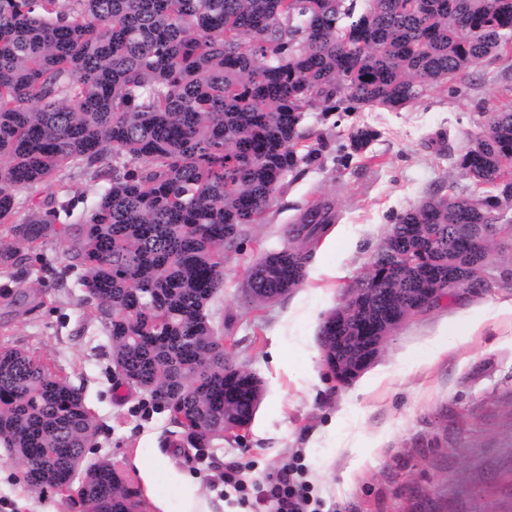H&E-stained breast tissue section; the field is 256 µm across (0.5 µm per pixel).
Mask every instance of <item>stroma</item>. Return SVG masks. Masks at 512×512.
Here are the masks:
<instances>
[{"label": "stroma", "mask_w": 512, "mask_h": 512, "mask_svg": "<svg viewBox=\"0 0 512 512\" xmlns=\"http://www.w3.org/2000/svg\"><path fill=\"white\" fill-rule=\"evenodd\" d=\"M512 105V44L500 59L471 68L460 92L442 84L414 104L389 110L308 113L303 126L321 134L311 164L289 175L267 214L224 254V285L209 311L226 346L266 386L255 420L237 440L203 448L166 444L168 411L136 388L117 385L100 323L86 314L78 273L62 274L60 238L48 239L27 272L0 268V346L50 360L80 387L99 433L91 458L123 461L137 483L164 464L157 479L173 512L194 486L210 512H269L256 486L291 462L322 502V512H512V250L494 248L489 278L452 301L410 317L379 360L341 385L327 372L318 333L327 314L375 257L393 217L436 187L464 193L471 182L457 161L487 131L486 116ZM367 125L378 137L368 152L343 159L350 131ZM336 204L339 236L313 256L303 283L257 305L246 274L262 255L288 243L287 230L315 200ZM337 277H329L328 269ZM478 329H470L472 320ZM464 343L440 357L445 336ZM235 466L247 488L224 484ZM0 512H73L52 492L27 491L23 468L0 446Z\"/></svg>", "instance_id": "35a3bbf8"}]
</instances>
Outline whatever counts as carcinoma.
Returning <instances> with one entry per match:
<instances>
[{"label":"carcinoma","mask_w":512,"mask_h":512,"mask_svg":"<svg viewBox=\"0 0 512 512\" xmlns=\"http://www.w3.org/2000/svg\"><path fill=\"white\" fill-rule=\"evenodd\" d=\"M512 0H0V266L23 270L58 236L80 271L82 303L103 326L122 384L147 393L203 448L224 421L252 424L262 381L224 347L208 308L224 250L261 224L288 174L317 157L307 112L402 109L497 57ZM460 155L472 190L431 191L398 214L370 281L319 330L322 360L357 378L365 336L387 334L429 288L454 290L488 252L471 231L512 203V185L478 191L512 159V105ZM349 134V152L376 139ZM102 181L75 221L69 202L18 195L56 172ZM336 222L310 205L289 246L254 262L265 304L302 283L305 246ZM60 227H55V224ZM416 262L395 267L392 252ZM99 427L82 390L25 350L0 347V442L34 490L71 508L130 512L141 490L109 457L88 460Z\"/></svg>","instance_id":"1"}]
</instances>
